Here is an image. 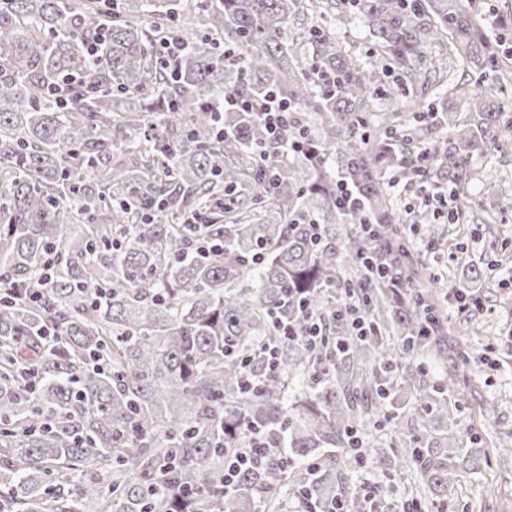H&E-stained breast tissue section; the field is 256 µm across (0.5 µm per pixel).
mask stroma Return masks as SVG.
<instances>
[{
  "label": "stroma",
  "mask_w": 512,
  "mask_h": 512,
  "mask_svg": "<svg viewBox=\"0 0 512 512\" xmlns=\"http://www.w3.org/2000/svg\"><path fill=\"white\" fill-rule=\"evenodd\" d=\"M492 205L502 216L494 232L480 227L460 237L472 264L495 265L489 279L477 286L482 308L473 315L448 312L450 329L465 330L463 341L472 354L466 375L473 387L466 403L449 412L476 433V449L487 463L481 471L460 477L447 512H512V193ZM405 231L422 252L421 278L433 272L446 275L452 284L466 278V267L450 261L447 252L426 249V227L409 224ZM411 481L405 471L387 475L369 463L352 473V482L360 489L377 484L390 488L368 512H401L411 500Z\"/></svg>",
  "instance_id": "obj_1"
}]
</instances>
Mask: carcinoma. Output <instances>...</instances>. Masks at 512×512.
<instances>
[{
	"label": "carcinoma",
	"instance_id": "carcinoma-1",
	"mask_svg": "<svg viewBox=\"0 0 512 512\" xmlns=\"http://www.w3.org/2000/svg\"><path fill=\"white\" fill-rule=\"evenodd\" d=\"M484 11L0 0V512H283V493L297 512H361L350 472L382 419L375 462L415 473V507L445 508L486 463L448 416L470 355L445 347L443 277L416 280L386 172L445 185L450 224L476 208L495 220L483 201L503 189L477 163L512 144V67ZM330 13L366 23L378 65L336 44ZM295 20L307 60L286 38ZM172 40L187 48L166 65ZM433 42L459 71L419 68ZM228 90L286 99L305 148L224 110ZM382 248L400 295L366 269ZM346 303L372 334L336 316ZM311 319L323 344L280 335ZM431 353L446 364L432 382ZM256 431L268 457L225 487Z\"/></svg>",
	"mask_w": 512,
	"mask_h": 512
}]
</instances>
